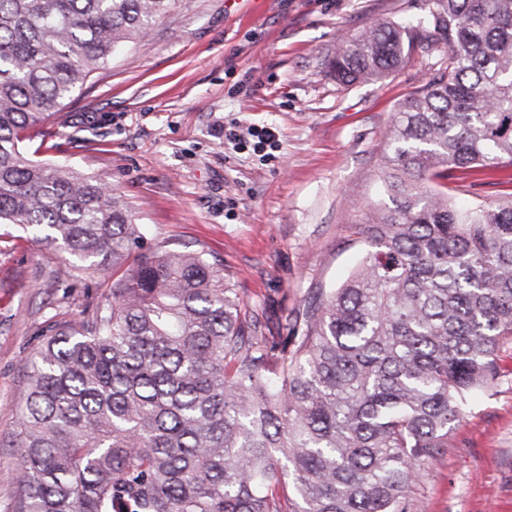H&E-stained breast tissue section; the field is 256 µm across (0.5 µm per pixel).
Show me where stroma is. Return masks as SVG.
I'll use <instances>...</instances> for the list:
<instances>
[{
    "label": "stroma",
    "mask_w": 512,
    "mask_h": 512,
    "mask_svg": "<svg viewBox=\"0 0 512 512\" xmlns=\"http://www.w3.org/2000/svg\"><path fill=\"white\" fill-rule=\"evenodd\" d=\"M434 0H180L171 19L96 72L27 143L36 159L95 176L141 224L144 250H193L222 265L244 312L297 310L335 288L368 246L354 227L391 208L375 180L397 104L444 72L414 51L386 78L344 85L326 62L374 21ZM273 128L264 161L233 151L224 124ZM512 192V167L454 181L458 197ZM112 296L111 277L0 224V512H16L12 442L26 365L55 324ZM478 396L407 492L411 512H512V339Z\"/></svg>",
    "instance_id": "obj_1"
}]
</instances>
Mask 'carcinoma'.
I'll use <instances>...</instances> for the list:
<instances>
[{"label":"carcinoma","mask_w":512,"mask_h":512,"mask_svg":"<svg viewBox=\"0 0 512 512\" xmlns=\"http://www.w3.org/2000/svg\"><path fill=\"white\" fill-rule=\"evenodd\" d=\"M178 0H0V224L97 272L112 301L59 325L27 366L16 512H408L406 491L512 338V193L455 205L448 180L512 167V0H434L328 61L376 81L417 49L447 66L397 105L378 167L393 208L337 288L246 320L201 253L143 238L96 177L31 158L26 132Z\"/></svg>","instance_id":"cac0c4a2"}]
</instances>
